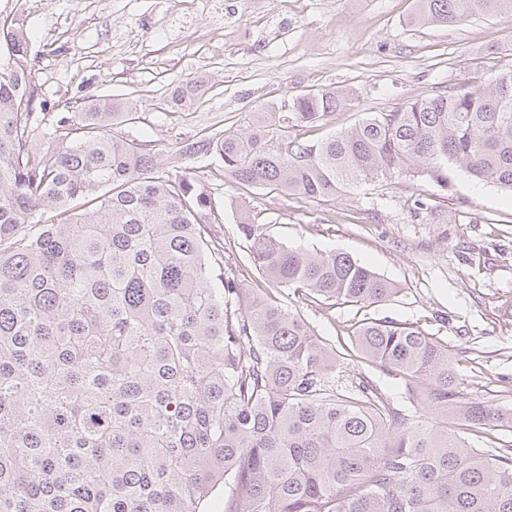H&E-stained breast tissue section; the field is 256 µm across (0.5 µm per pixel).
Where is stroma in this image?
<instances>
[{"label": "stroma", "mask_w": 512, "mask_h": 512, "mask_svg": "<svg viewBox=\"0 0 512 512\" xmlns=\"http://www.w3.org/2000/svg\"><path fill=\"white\" fill-rule=\"evenodd\" d=\"M418 0H0L24 25L35 78L51 111L95 94L136 99L140 122L123 135L151 142L162 162L200 130L238 129L269 104L322 88L350 89V106L308 131L319 139L365 113L445 86L480 84L512 68V14L416 26ZM200 78L202 99L164 104L171 85ZM207 174L229 262L248 266L240 210L289 246L337 251L396 283L372 316L419 323L447 346L462 388L512 409V194L449 170L365 184L333 200L285 197ZM424 201L443 215H415ZM316 332L347 338L355 307L284 298Z\"/></svg>", "instance_id": "stroma-1"}]
</instances>
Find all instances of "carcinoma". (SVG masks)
I'll return each mask as SVG.
<instances>
[{
	"instance_id": "1",
	"label": "carcinoma",
	"mask_w": 512,
	"mask_h": 512,
	"mask_svg": "<svg viewBox=\"0 0 512 512\" xmlns=\"http://www.w3.org/2000/svg\"><path fill=\"white\" fill-rule=\"evenodd\" d=\"M418 25L512 13V0H419ZM203 90L182 81V109ZM349 93L324 89L237 131L177 142L242 188L335 199L448 168L512 193V69L300 137ZM111 95L72 112L41 98L23 25L0 17V512H512V410L460 390L448 349L369 316L398 286L343 252L289 247L249 212L253 279L225 260L195 173L162 170ZM42 130L54 142H34ZM363 312L349 343L273 299ZM426 385L417 415L373 374ZM486 435L475 448L470 436Z\"/></svg>"
}]
</instances>
